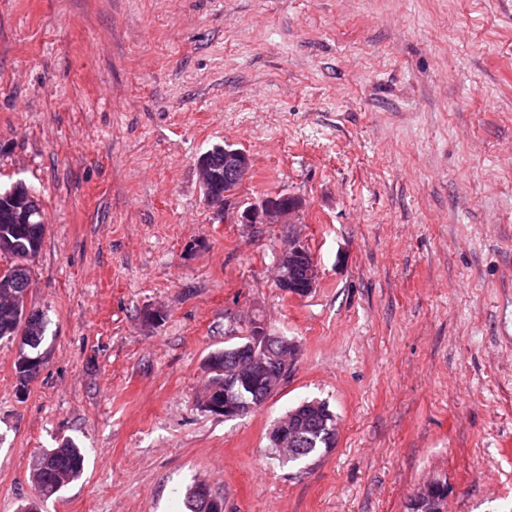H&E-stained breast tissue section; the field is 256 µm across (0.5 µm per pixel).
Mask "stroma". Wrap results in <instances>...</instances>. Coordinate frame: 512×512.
I'll use <instances>...</instances> for the list:
<instances>
[{"instance_id": "35a3bbf8", "label": "stroma", "mask_w": 512, "mask_h": 512, "mask_svg": "<svg viewBox=\"0 0 512 512\" xmlns=\"http://www.w3.org/2000/svg\"><path fill=\"white\" fill-rule=\"evenodd\" d=\"M251 159L241 199L288 193L321 276L276 285L284 224H227L197 157ZM46 232L27 304L47 362L0 341V512H512V0H0V190ZM161 313L157 323L148 315ZM296 344L281 387L200 409L208 356L251 319ZM339 435L273 447L304 400ZM82 477L38 501L34 457ZM41 456L43 465L40 475L32 474L31 477L44 500L61 492L83 474L85 458L72 440L64 441L61 448L45 449ZM203 485H206L207 487ZM198 486H201L199 489L196 490V496L199 501V510H202V512L223 511V506L220 504V502L211 496V493L208 489L209 486L206 483L200 481L195 482L186 490V503L188 510L190 512H200L194 509L193 501L194 489L197 488Z\"/></svg>"}]
</instances>
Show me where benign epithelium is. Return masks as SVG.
Wrapping results in <instances>:
<instances>
[{"instance_id":"1","label":"benign epithelium","mask_w":512,"mask_h":512,"mask_svg":"<svg viewBox=\"0 0 512 512\" xmlns=\"http://www.w3.org/2000/svg\"><path fill=\"white\" fill-rule=\"evenodd\" d=\"M210 152L201 154L196 166L201 177L204 200L215 215L231 219L236 224H295L303 208L301 199L288 193L266 196L246 203L239 199L238 191L245 184L251 168L249 156L241 149L224 146V194L211 190L216 172L208 159ZM11 198L15 220L29 224L36 218L33 201L6 193ZM280 275L276 284L280 290L296 298L312 293L319 281V268L314 256L303 241L288 234V241L281 249L277 261ZM296 345L285 336L271 332L264 321H251L245 340L224 348V365L214 356L206 361L211 383L223 381L224 397L210 391L198 401L202 411L222 415L229 420L244 416L266 403L279 389L288 374L289 357ZM318 435L327 448L336 446L337 420L335 415L319 402H304L291 408L285 418L273 428L272 445L284 454L294 455L307 450ZM441 492V485L430 484L422 489L408 507L412 512H426L431 493ZM202 512H223L220 502L211 496L206 486L196 490Z\"/></svg>"}]
</instances>
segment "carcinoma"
Listing matches in <instances>:
<instances>
[{
    "mask_svg": "<svg viewBox=\"0 0 512 512\" xmlns=\"http://www.w3.org/2000/svg\"><path fill=\"white\" fill-rule=\"evenodd\" d=\"M11 203L0 201V256L9 258L10 265L0 271V283L13 282L15 288H0V339L18 332L36 337L42 344L46 331V317L38 312V319L28 324L24 316L27 306L29 269L27 256H37L43 244L45 225L17 224L10 215ZM43 465L40 471L38 493L48 499L81 478L85 458L72 440H66L59 448L46 449L41 453Z\"/></svg>",
    "mask_w": 512,
    "mask_h": 512,
    "instance_id": "carcinoma-1",
    "label": "carcinoma"
}]
</instances>
